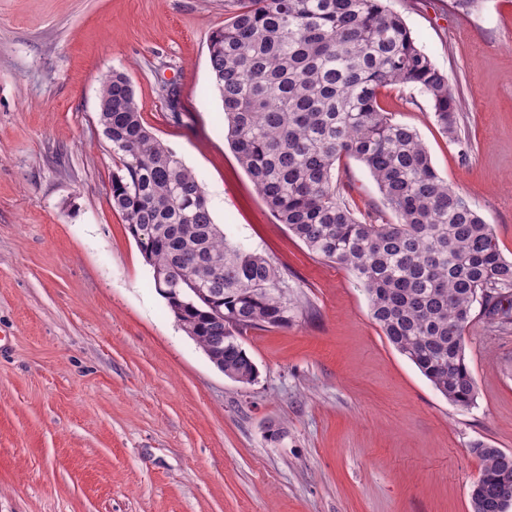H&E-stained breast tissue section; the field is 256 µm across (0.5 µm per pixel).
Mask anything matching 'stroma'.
<instances>
[{"instance_id": "stroma-1", "label": "stroma", "mask_w": 512, "mask_h": 512, "mask_svg": "<svg viewBox=\"0 0 512 512\" xmlns=\"http://www.w3.org/2000/svg\"><path fill=\"white\" fill-rule=\"evenodd\" d=\"M391 5L458 92L468 149L418 88L383 101L511 260L512 0ZM223 23L224 0H0V512H471L472 445L512 452V332L475 313L469 409L391 347L353 274L277 221L230 149L208 58ZM115 72L215 222L306 308L244 334L253 384L181 329L110 204L98 111ZM339 175L353 207L381 210L360 162Z\"/></svg>"}]
</instances>
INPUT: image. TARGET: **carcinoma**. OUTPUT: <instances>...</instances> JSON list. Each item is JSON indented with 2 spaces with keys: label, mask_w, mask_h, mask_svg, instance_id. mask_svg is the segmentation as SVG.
I'll return each mask as SVG.
<instances>
[{
  "label": "carcinoma",
  "mask_w": 512,
  "mask_h": 512,
  "mask_svg": "<svg viewBox=\"0 0 512 512\" xmlns=\"http://www.w3.org/2000/svg\"><path fill=\"white\" fill-rule=\"evenodd\" d=\"M209 37V65L228 140L279 223L314 255L349 269L372 318L448 402L468 409L477 387L465 354L475 307L500 331L512 326V260L490 225L434 168L417 130L382 105L383 91L413 85L434 121L462 148L460 102L404 18L386 0H224ZM121 173L111 203L175 318L224 375L249 385L254 361L215 338L283 328L299 311L288 278L267 257L232 242L214 222L196 175L144 125L130 80L106 76ZM361 162L383 209L357 215L336 164ZM484 512L512 453L482 442Z\"/></svg>",
  "instance_id": "1"
}]
</instances>
